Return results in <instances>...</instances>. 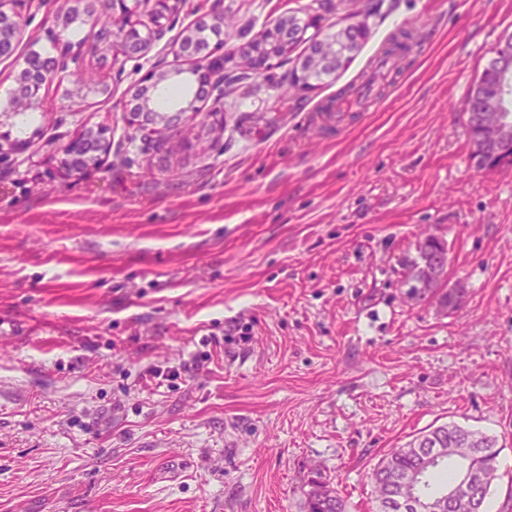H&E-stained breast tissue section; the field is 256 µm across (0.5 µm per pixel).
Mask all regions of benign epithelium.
<instances>
[{
	"label": "benign epithelium",
	"instance_id": "1",
	"mask_svg": "<svg viewBox=\"0 0 512 512\" xmlns=\"http://www.w3.org/2000/svg\"><path fill=\"white\" fill-rule=\"evenodd\" d=\"M132 1L135 8L127 2ZM28 0H0V57L11 56L21 40L25 18L22 10ZM221 0H213L204 12L200 23L219 31L224 28V12L219 10ZM187 6L185 0H112V10L119 11L121 24L117 31L100 29L98 42L110 51L118 46V54L111 55L110 64H115L118 56L140 57L158 38L165 23ZM98 13L94 0H69V7L56 13L52 22L55 27L67 29L75 20L95 26ZM369 24L364 14L354 15V21H338L319 33H309L310 20H294L283 15L268 27L239 43L231 51L221 53L224 43L221 37L214 38L210 46L202 52L194 50L199 39V30L191 27L183 33L178 43L177 53L192 61L189 68L177 71H153L149 73L142 87L143 95L135 106L127 110L128 123L142 133L143 141L156 148L166 142V134L180 128L182 115L197 111L195 102L198 96L173 111L155 109L153 91L160 85L180 77L199 87L207 89L208 95L221 96L224 90V74L227 72L257 75L267 70L273 62L284 58L291 60L294 81L306 93L317 90L316 73L327 70L331 78L343 71L354 56L349 42L350 30ZM303 52H297L298 47ZM79 54L63 52L57 56L28 53L15 74V87L0 112L23 115L38 108L42 87L50 80H60L72 75L70 64L78 62ZM488 111L478 114L477 126H487L470 136L471 151L479 156L503 157L512 150V118L497 111L491 102L484 104ZM112 144L107 137V128L89 130L82 136L58 147V167L65 171H87L100 168L110 155ZM422 258L421 276L430 288L444 285V275L448 265V248L445 240L433 235L422 240L417 246ZM479 485V477L472 469H464L459 480L448 489V494L439 497L394 495L400 503L410 507L412 512H449L470 500L474 489Z\"/></svg>",
	"mask_w": 512,
	"mask_h": 512
}]
</instances>
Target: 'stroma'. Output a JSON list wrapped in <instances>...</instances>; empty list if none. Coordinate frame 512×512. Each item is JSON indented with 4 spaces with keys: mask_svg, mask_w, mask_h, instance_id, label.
<instances>
[{
    "mask_svg": "<svg viewBox=\"0 0 512 512\" xmlns=\"http://www.w3.org/2000/svg\"><path fill=\"white\" fill-rule=\"evenodd\" d=\"M308 0H224V46ZM350 67L286 95L280 68L145 147L124 107L177 55L182 11L141 57L101 65L94 29L32 0L15 58L80 55L79 101L50 82L0 118V512H303L312 476L372 512L390 449L454 422L495 436L490 512H512V166L477 171L470 87L512 0H394ZM415 44L336 130L319 109L399 30ZM105 126L97 170L56 149ZM448 285L412 297L417 244ZM417 251L422 258L420 270L423 282H427L432 291L443 288L444 275L448 265L446 241L442 237L431 235L428 240L420 241Z\"/></svg>",
    "mask_w": 512,
    "mask_h": 512,
    "instance_id": "1",
    "label": "stroma"
}]
</instances>
